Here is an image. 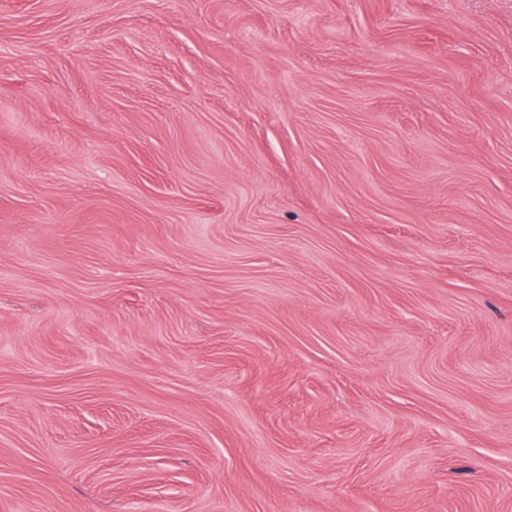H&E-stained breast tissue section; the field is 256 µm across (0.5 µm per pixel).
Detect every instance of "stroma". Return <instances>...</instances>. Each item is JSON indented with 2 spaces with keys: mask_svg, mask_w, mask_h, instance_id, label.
I'll return each instance as SVG.
<instances>
[{
  "mask_svg": "<svg viewBox=\"0 0 512 512\" xmlns=\"http://www.w3.org/2000/svg\"><path fill=\"white\" fill-rule=\"evenodd\" d=\"M0 512H512V0H0Z\"/></svg>",
  "mask_w": 512,
  "mask_h": 512,
  "instance_id": "obj_1",
  "label": "stroma"
}]
</instances>
